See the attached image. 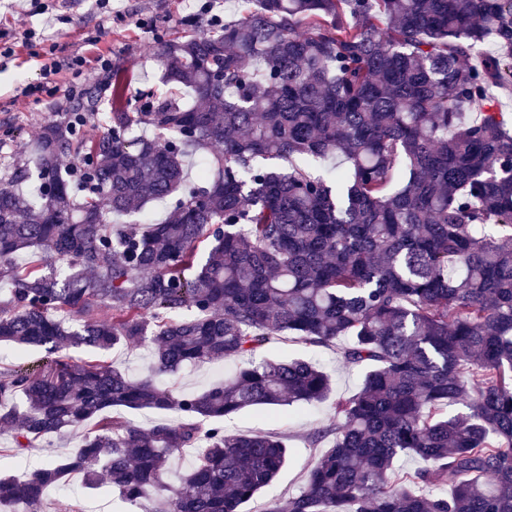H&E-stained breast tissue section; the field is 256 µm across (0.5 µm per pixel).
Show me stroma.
<instances>
[{"label":"stroma","mask_w":512,"mask_h":512,"mask_svg":"<svg viewBox=\"0 0 512 512\" xmlns=\"http://www.w3.org/2000/svg\"><path fill=\"white\" fill-rule=\"evenodd\" d=\"M203 0H110L101 6L99 0H48L54 20L40 14L18 15L14 0H0V31L23 27L34 29L43 45H58L61 58L98 55L108 58L112 67L125 70L130 78L129 95H139L152 89L155 96L167 97L175 88L163 84L156 66L155 54L163 41L176 37L184 30L183 19L193 17L200 31L212 30L211 16L202 12ZM99 35L96 44L86 37ZM40 58L31 48L15 43L14 54L0 66V160L13 158L19 141H33L47 119L70 121V113L60 111L57 98L45 96L33 102L22 95L26 85L41 82L44 74ZM262 358H302L325 368L333 379L334 396L355 393L361 384L363 371L344 365L335 348L307 345L293 337L276 335L259 350ZM235 362L217 361L201 367H186L177 377L161 378L165 388L181 391L200 390L228 377ZM333 402L328 399L299 409L268 412L245 411L225 418L227 432L258 431L277 433L287 439L291 458L274 486L262 492L244 507V512H266L270 498L285 497L302 488L314 448L308 436L325 425L331 417ZM76 506L81 512H116L122 501L106 486L95 489L83 485L80 476H73L67 489L49 490L43 499L42 512H59L60 507Z\"/></svg>","instance_id":"obj_1"}]
</instances>
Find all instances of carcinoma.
Listing matches in <instances>:
<instances>
[{"label":"carcinoma","mask_w":512,"mask_h":512,"mask_svg":"<svg viewBox=\"0 0 512 512\" xmlns=\"http://www.w3.org/2000/svg\"><path fill=\"white\" fill-rule=\"evenodd\" d=\"M238 2L156 54L193 102L127 98L115 69L107 131L85 142L49 119L8 167L26 184L23 156L38 159L33 196L0 190V342L50 360L0 379V431L12 457L40 442L48 459L0 475V508L38 512L80 475L134 506L242 512L289 450L224 418L332 392L312 362L252 361L289 334L342 343L365 374L310 435L321 452L303 488L267 512H512V113L492 94L512 84V0ZM167 200L166 221L112 223ZM148 345L137 379L59 355ZM245 358L201 390L157 385ZM116 409L178 420L144 430ZM88 422L73 452L54 451ZM411 455L424 465L399 475Z\"/></svg>","instance_id":"cac0c4a2"}]
</instances>
